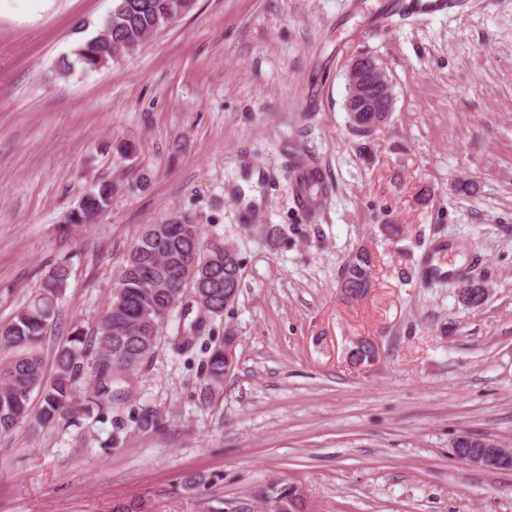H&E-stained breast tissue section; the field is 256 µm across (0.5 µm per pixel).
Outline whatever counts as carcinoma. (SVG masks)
<instances>
[{
    "instance_id": "carcinoma-1",
    "label": "carcinoma",
    "mask_w": 512,
    "mask_h": 512,
    "mask_svg": "<svg viewBox=\"0 0 512 512\" xmlns=\"http://www.w3.org/2000/svg\"><path fill=\"white\" fill-rule=\"evenodd\" d=\"M191 0H114L109 17L112 32L103 40L93 35L73 51L74 58H64L60 69L69 73L75 65L83 71H100L115 62L113 53L134 49L148 38L163 32L188 13ZM297 184L296 194L312 208L327 192L321 176L311 172L304 160L292 166ZM117 185L100 181L83 196V205L69 212L67 222L94 224L110 208ZM371 255L360 250L345 264L341 273L344 295L350 299L364 295L372 283ZM219 273L223 287H208L195 299L180 290L188 280H201ZM69 277L64 263L51 266L30 291L28 301L6 325H0V435L9 434L29 420L35 432L67 418L77 423L78 416L93 411L104 412L112 406L114 378L128 374L155 351L161 326L169 308L185 313L196 311L189 324L183 345L188 347L208 325L223 317L227 309L224 285L241 283L242 263L237 250L222 239L205 241L197 224H176L163 244L144 229L130 246L117 276L118 292L105 313L91 328L77 323L66 340L54 351L52 373H46L40 347L52 325L58 301ZM235 362L228 360L226 345L213 348L203 374L199 399L206 403L224 387ZM91 369L94 385L86 404L74 407L80 381ZM39 407L30 408L33 395ZM293 485L271 483L261 494L265 505L290 495Z\"/></svg>"
}]
</instances>
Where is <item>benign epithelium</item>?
I'll list each match as a JSON object with an SVG mask.
<instances>
[{
	"label": "benign epithelium",
	"instance_id": "benign-epithelium-1",
	"mask_svg": "<svg viewBox=\"0 0 512 512\" xmlns=\"http://www.w3.org/2000/svg\"><path fill=\"white\" fill-rule=\"evenodd\" d=\"M392 83L383 68L368 56H356L347 69L346 110L351 116L393 110ZM454 456L469 465L484 468L512 467V448L499 442L471 441L461 437L453 443Z\"/></svg>",
	"mask_w": 512,
	"mask_h": 512
}]
</instances>
